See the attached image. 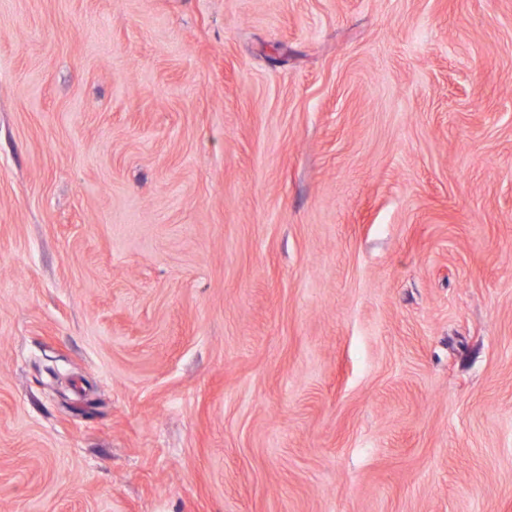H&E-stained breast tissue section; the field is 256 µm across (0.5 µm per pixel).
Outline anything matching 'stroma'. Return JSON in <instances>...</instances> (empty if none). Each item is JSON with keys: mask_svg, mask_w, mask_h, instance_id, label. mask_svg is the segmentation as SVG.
Returning a JSON list of instances; mask_svg holds the SVG:
<instances>
[{"mask_svg": "<svg viewBox=\"0 0 512 512\" xmlns=\"http://www.w3.org/2000/svg\"><path fill=\"white\" fill-rule=\"evenodd\" d=\"M0 512H512V0H0Z\"/></svg>", "mask_w": 512, "mask_h": 512, "instance_id": "stroma-1", "label": "stroma"}]
</instances>
